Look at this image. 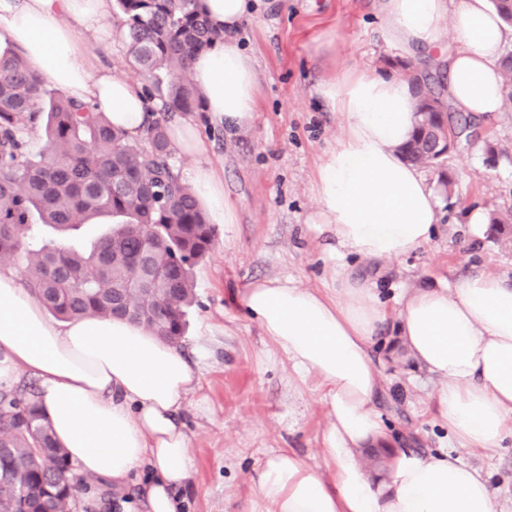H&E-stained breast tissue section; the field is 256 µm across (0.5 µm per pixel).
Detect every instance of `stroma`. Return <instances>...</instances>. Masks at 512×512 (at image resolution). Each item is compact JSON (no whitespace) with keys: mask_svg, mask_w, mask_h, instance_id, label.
<instances>
[{"mask_svg":"<svg viewBox=\"0 0 512 512\" xmlns=\"http://www.w3.org/2000/svg\"><path fill=\"white\" fill-rule=\"evenodd\" d=\"M376 4L261 0L239 32L257 63L253 122L229 129L206 113L193 115L238 221L215 225L214 249L193 269L195 295L180 347L202 375L181 412L194 457L190 478L175 491L184 512H247L253 479L274 449H290L317 468L323 464L328 418L320 381L296 380L287 359L233 298L261 278L291 277L310 288L330 281L325 240L310 221L319 210L316 169L341 128L314 88L349 68L409 72L403 52L382 40ZM323 32L335 34L334 49L316 47L313 37ZM469 132L443 160L453 184L432 239L403 260L349 262L354 275L376 284L390 312L373 347L383 378L376 407L394 434L422 451L438 448L445 434L432 404L437 380L389 343L397 324L395 288L478 270L512 276V245L488 234L476 237L470 222L473 212L512 208V109L481 115ZM487 140L502 154L488 158ZM465 457L488 474L504 512H512V438L494 458L479 450Z\"/></svg>","mask_w":512,"mask_h":512,"instance_id":"stroma-1","label":"stroma"}]
</instances>
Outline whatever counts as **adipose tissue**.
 I'll use <instances>...</instances> for the list:
<instances>
[{
  "instance_id": "adipose-tissue-1",
  "label": "adipose tissue",
  "mask_w": 512,
  "mask_h": 512,
  "mask_svg": "<svg viewBox=\"0 0 512 512\" xmlns=\"http://www.w3.org/2000/svg\"><path fill=\"white\" fill-rule=\"evenodd\" d=\"M223 39L199 51L191 80L204 112L229 128L252 123L254 59L238 32L253 0H198ZM383 41L448 73L447 99L464 114L504 109L500 57L512 40L491 0H379ZM112 42V0H0V55L21 54L42 84L106 113L130 137L148 123L143 85L85 57L79 35ZM338 112L343 132L325 153L314 191L315 229L337 262L324 289L293 279H260L237 299L299 378H318L328 424L325 471L285 450L254 478L249 512H502L495 489L460 456L495 454L512 437V277L475 272L451 282L403 289L398 336L407 357L438 379L434 409L453 449L401 446L374 406L382 378L372 344L389 315L375 288L351 276L346 258L393 260L428 243L439 199L401 146L417 122L415 85L403 77L346 71L315 88ZM168 137L192 157L194 195L220 224L237 221L224 179L207 159L194 121L172 123ZM35 376L54 437L79 474L115 491L111 512H179L174 490L193 466L179 419L200 370L177 346L120 319H49L18 275L0 271V386ZM385 451L388 465L369 475L364 451ZM148 471L145 499L126 495Z\"/></svg>"
}]
</instances>
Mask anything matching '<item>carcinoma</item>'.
Returning <instances> with one entry per match:
<instances>
[{"mask_svg":"<svg viewBox=\"0 0 512 512\" xmlns=\"http://www.w3.org/2000/svg\"><path fill=\"white\" fill-rule=\"evenodd\" d=\"M127 54L151 80L164 108L139 138L112 127L65 93L48 92L17 55L0 57V259L22 257L26 287L62 319L122 317L177 343L193 297V268L214 246L192 188L175 172L167 125L198 112L190 77L197 52L222 37L195 0H114ZM420 120L402 147L413 164L437 167L434 132L457 133L432 87L418 98ZM42 128L33 155L27 136ZM62 231L98 217L111 230L90 249L26 242L32 215ZM493 237L512 241V215L489 218ZM32 389H0V508L72 512L75 475L54 441Z\"/></svg>","mask_w":512,"mask_h":512,"instance_id":"1","label":"carcinoma"}]
</instances>
